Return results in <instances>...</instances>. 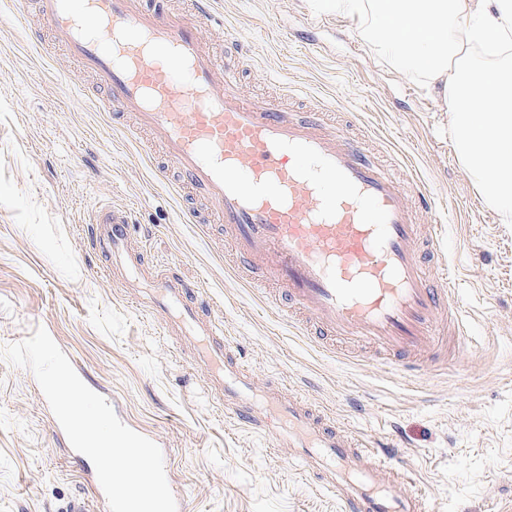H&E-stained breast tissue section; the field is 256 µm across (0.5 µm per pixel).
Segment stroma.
I'll return each mask as SVG.
<instances>
[{
  "label": "stroma",
  "mask_w": 512,
  "mask_h": 512,
  "mask_svg": "<svg viewBox=\"0 0 512 512\" xmlns=\"http://www.w3.org/2000/svg\"><path fill=\"white\" fill-rule=\"evenodd\" d=\"M213 2L224 25L202 37L236 69L243 95L293 113L324 98L369 159L427 185L435 208L420 221L447 227L468 340L414 376L368 347L318 346L287 305L248 286L218 222H192L204 195L179 190L176 172L156 179L157 144L132 116L116 123L103 111L101 77L54 46L36 7L16 22L0 0V347L46 329L121 422L166 449L183 512H339L335 474L313 471L281 440L261 395L268 384L395 449L393 465L430 512H512V222L470 176L440 86L378 54L358 20L325 0ZM103 206L131 214L128 260L91 243ZM148 267L208 299L225 345L252 371L264 429L238 425L192 362L194 339L166 332ZM90 465L32 371L0 356V512H69L77 501L108 512Z\"/></svg>",
  "instance_id": "1"
}]
</instances>
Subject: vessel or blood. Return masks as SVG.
<instances>
[{
  "mask_svg": "<svg viewBox=\"0 0 512 512\" xmlns=\"http://www.w3.org/2000/svg\"><path fill=\"white\" fill-rule=\"evenodd\" d=\"M43 27L85 69L102 77L110 111L135 113L159 141V175L178 170L205 192L239 255L261 259L254 285L277 286L301 324L321 341L368 342L393 353L402 371L441 341L440 322L464 330L457 271L443 256L442 229L420 227L431 199L421 180L404 186L370 161L321 106L295 118L243 96L201 36L217 25L211 0H189L179 16L145 13L139 0H39ZM129 214H97L92 241L122 255ZM437 257L427 272L423 250ZM153 302L179 331L202 342L194 362L218 394H239L246 376L221 328L201 315L192 288L157 271ZM288 439L311 463L334 469L342 512H424L400 493L391 453L368 447L321 410L273 393Z\"/></svg>",
  "mask_w": 512,
  "mask_h": 512,
  "instance_id": "b4317fda",
  "label": "vessel or blood"
}]
</instances>
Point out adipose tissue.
Listing matches in <instances>:
<instances>
[{
	"instance_id": "1",
	"label": "adipose tissue",
	"mask_w": 512,
	"mask_h": 512,
	"mask_svg": "<svg viewBox=\"0 0 512 512\" xmlns=\"http://www.w3.org/2000/svg\"><path fill=\"white\" fill-rule=\"evenodd\" d=\"M356 17L381 55L442 86L468 172L486 201L512 218V0H327ZM497 64L466 63L472 44Z\"/></svg>"
}]
</instances>
